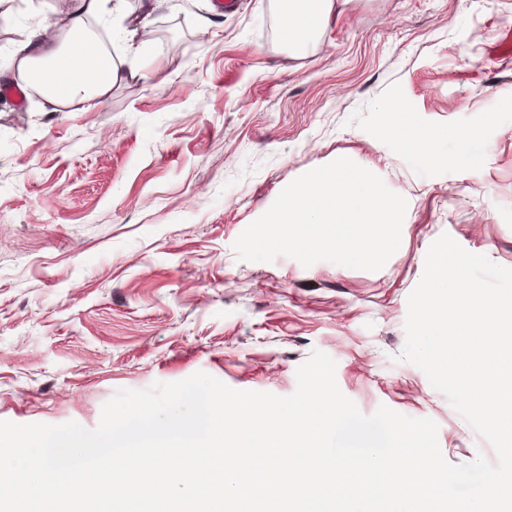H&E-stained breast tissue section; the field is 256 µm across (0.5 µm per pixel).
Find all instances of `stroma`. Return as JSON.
Instances as JSON below:
<instances>
[{"instance_id": "35a3bbf8", "label": "stroma", "mask_w": 512, "mask_h": 512, "mask_svg": "<svg viewBox=\"0 0 512 512\" xmlns=\"http://www.w3.org/2000/svg\"><path fill=\"white\" fill-rule=\"evenodd\" d=\"M71 5L9 0L0 85L19 83L13 52ZM279 11L159 0L131 43L106 12L113 55L138 52L143 78L97 108L0 94V421L91 430L119 390L200 371L287 396L319 350L363 414L433 419L449 462L495 460L395 357L441 235L512 267V0H337L294 56ZM340 157L408 202L383 268L237 257L287 185Z\"/></svg>"}]
</instances>
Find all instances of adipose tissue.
Wrapping results in <instances>:
<instances>
[{
  "mask_svg": "<svg viewBox=\"0 0 512 512\" xmlns=\"http://www.w3.org/2000/svg\"><path fill=\"white\" fill-rule=\"evenodd\" d=\"M103 2L76 0L71 9L34 31L12 56L21 78L56 108L77 101L101 105L116 82L141 75L135 64L114 62L90 34L87 20L101 13ZM333 8L334 0H282L279 24L289 50L306 47Z\"/></svg>",
  "mask_w": 512,
  "mask_h": 512,
  "instance_id": "obj_1",
  "label": "adipose tissue"
}]
</instances>
